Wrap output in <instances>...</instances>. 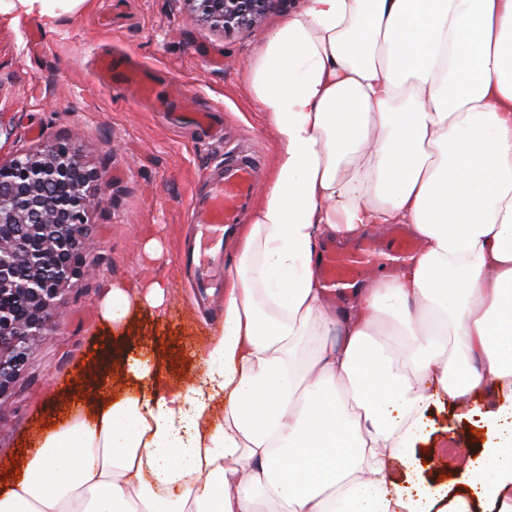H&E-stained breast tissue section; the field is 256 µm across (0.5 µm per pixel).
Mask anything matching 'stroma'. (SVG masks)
<instances>
[{
	"label": "stroma",
	"instance_id": "obj_1",
	"mask_svg": "<svg viewBox=\"0 0 512 512\" xmlns=\"http://www.w3.org/2000/svg\"><path fill=\"white\" fill-rule=\"evenodd\" d=\"M301 5L284 0L258 31L226 34L197 20L183 0H90L49 27L23 13L0 20V163L65 140L106 188L83 240L81 275L59 303L58 334L33 347L0 410L1 493L16 484L12 456H32L43 435L93 398L99 374L126 358L149 361L169 388L202 379L224 299L197 303L179 263L194 239L192 199L207 169L242 143L261 156L259 181L268 182L279 142L251 99L248 69L265 31ZM98 52L180 77L197 109L220 116L225 138L201 139L99 85ZM139 282L159 283L163 305L134 307L122 327H112L102 315L106 291ZM467 413L435 414L436 431L420 450L431 483L462 466L453 451L482 443Z\"/></svg>",
	"mask_w": 512,
	"mask_h": 512
}]
</instances>
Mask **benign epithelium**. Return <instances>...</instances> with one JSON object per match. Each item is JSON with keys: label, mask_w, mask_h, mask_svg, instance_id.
<instances>
[{"label": "benign epithelium", "mask_w": 512, "mask_h": 512, "mask_svg": "<svg viewBox=\"0 0 512 512\" xmlns=\"http://www.w3.org/2000/svg\"><path fill=\"white\" fill-rule=\"evenodd\" d=\"M224 32L255 28L281 0H183ZM64 141L0 163V408L33 346L55 331L59 297L80 274L90 213L105 189L93 185Z\"/></svg>", "instance_id": "1"}]
</instances>
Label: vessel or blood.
<instances>
[{
    "mask_svg": "<svg viewBox=\"0 0 512 512\" xmlns=\"http://www.w3.org/2000/svg\"><path fill=\"white\" fill-rule=\"evenodd\" d=\"M97 72L101 83L121 87L151 105L154 111H163L165 103L157 97L153 69L129 59L103 55L97 61ZM260 169L258 154L240 148L227 153L223 163L209 168L205 174L204 188L196 194L191 208L199 247L181 257L193 271L196 298L206 296L221 278L219 261L224 237L241 223L252 205ZM414 249L413 240L392 226L385 237L370 238L345 250L324 247L318 273L328 291L344 297L376 269L407 259Z\"/></svg>",
    "mask_w": 512,
    "mask_h": 512,
    "instance_id": "vessel-or-blood-1",
    "label": "vessel or blood"
}]
</instances>
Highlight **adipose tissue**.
<instances>
[{
    "label": "adipose tissue",
    "instance_id": "ef3b65f1",
    "mask_svg": "<svg viewBox=\"0 0 512 512\" xmlns=\"http://www.w3.org/2000/svg\"><path fill=\"white\" fill-rule=\"evenodd\" d=\"M87 0H0L51 22ZM280 142L236 235L201 384L131 388L48 433L0 512H512V0H304L249 70ZM393 224L408 259L334 304L319 245ZM158 305L109 288L103 315ZM494 397L459 488L432 410Z\"/></svg>",
    "mask_w": 512,
    "mask_h": 512
}]
</instances>
